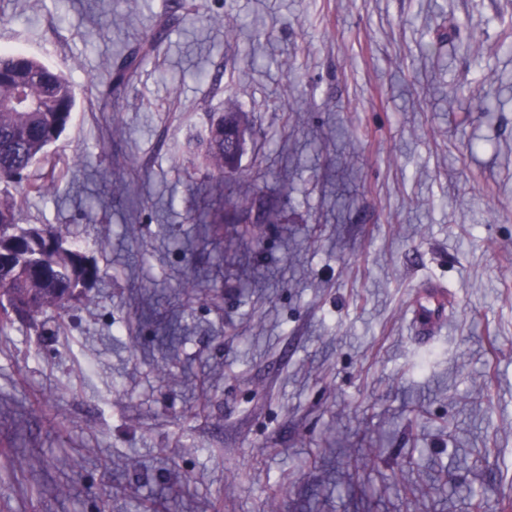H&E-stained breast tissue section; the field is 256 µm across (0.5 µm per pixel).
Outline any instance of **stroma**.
<instances>
[{"label":"stroma","mask_w":512,"mask_h":512,"mask_svg":"<svg viewBox=\"0 0 512 512\" xmlns=\"http://www.w3.org/2000/svg\"><path fill=\"white\" fill-rule=\"evenodd\" d=\"M0 49L76 89L19 221L100 269L0 331V512H512V0H0ZM231 109L283 223L200 220ZM166 33V24L159 25L152 37L142 46L141 51L131 54L124 61L109 73L106 82V98L112 100V95L119 97L128 87L131 86L132 78L141 60L153 52L162 42Z\"/></svg>","instance_id":"1"}]
</instances>
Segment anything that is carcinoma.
Wrapping results in <instances>:
<instances>
[{
	"label": "carcinoma",
	"instance_id": "obj_1",
	"mask_svg": "<svg viewBox=\"0 0 512 512\" xmlns=\"http://www.w3.org/2000/svg\"><path fill=\"white\" fill-rule=\"evenodd\" d=\"M166 25H159L152 37L109 73L106 98L118 97L131 86L132 78L141 60L162 42ZM24 91L27 106H12L19 91ZM76 108L74 84L63 71L51 68L41 61L21 53H0V183L26 185L27 190L47 196L53 192V181L45 178L29 181L31 170L43 160L49 148L73 120ZM205 166L213 188L224 184V177L239 171L240 162L224 166V141L207 137L204 154ZM258 202L252 178L245 176L234 187L224 191V206L208 213L210 222L224 221V212L232 210L249 214ZM26 228L17 224L16 203L0 200V246L8 245L14 252L9 269L0 271V328L11 323L12 303L23 301L25 315L33 317L46 308L65 309L71 302L58 299L54 284L45 278L40 266L43 259L23 239ZM57 277L74 282L96 280L100 274L94 263H82L68 250H58L48 257Z\"/></svg>",
	"mask_w": 512,
	"mask_h": 512
}]
</instances>
